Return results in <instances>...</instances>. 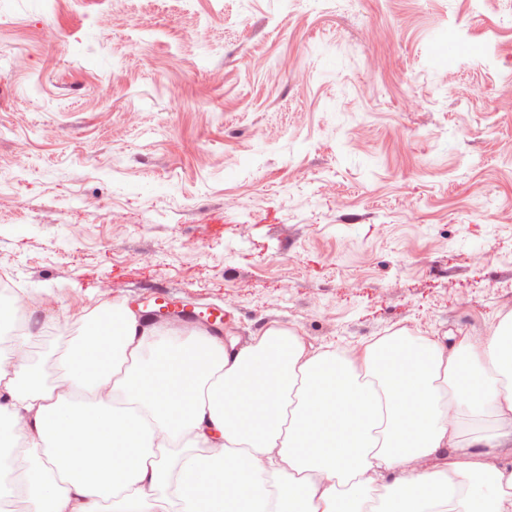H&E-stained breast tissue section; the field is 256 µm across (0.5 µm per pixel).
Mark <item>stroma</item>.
Listing matches in <instances>:
<instances>
[{
  "label": "stroma",
  "instance_id": "stroma-1",
  "mask_svg": "<svg viewBox=\"0 0 512 512\" xmlns=\"http://www.w3.org/2000/svg\"><path fill=\"white\" fill-rule=\"evenodd\" d=\"M0 0V271L238 336L512 309V0ZM169 316L176 317H189L191 319L202 321L212 330L219 329L220 324L223 322L224 324V311L221 309L213 308L211 310H207L206 312L196 313L193 310V306L189 304H171L167 303Z\"/></svg>",
  "mask_w": 512,
  "mask_h": 512
}]
</instances>
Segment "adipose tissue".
Listing matches in <instances>:
<instances>
[{
    "instance_id": "adipose-tissue-1",
    "label": "adipose tissue",
    "mask_w": 512,
    "mask_h": 512,
    "mask_svg": "<svg viewBox=\"0 0 512 512\" xmlns=\"http://www.w3.org/2000/svg\"><path fill=\"white\" fill-rule=\"evenodd\" d=\"M53 298H1L0 319L33 335ZM72 318L63 354L0 361V485L29 512H512V310L483 337L351 347L179 332L121 300Z\"/></svg>"
}]
</instances>
